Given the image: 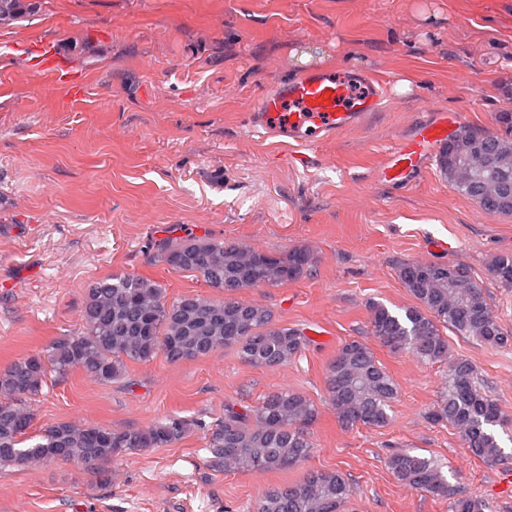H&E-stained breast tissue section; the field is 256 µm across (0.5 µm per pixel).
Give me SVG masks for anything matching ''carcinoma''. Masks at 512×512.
<instances>
[{"instance_id": "cac0c4a2", "label": "carcinoma", "mask_w": 512, "mask_h": 512, "mask_svg": "<svg viewBox=\"0 0 512 512\" xmlns=\"http://www.w3.org/2000/svg\"><path fill=\"white\" fill-rule=\"evenodd\" d=\"M6 20L14 22L35 9L25 0H6ZM498 123L506 135L463 128L440 149L436 165L458 194L485 211L512 217V113ZM155 257L175 270L194 272L224 299L181 295L167 299L166 290L148 278L114 275L87 290L83 330L56 338L42 353L21 356L0 369V467L32 462H76L90 467L125 453L164 448L193 429L206 433L213 464L224 471L272 472L305 464L314 443L310 427L318 408L304 394L276 390L255 407L224 406V421L211 427L177 414L145 428L112 430L79 427L61 421L48 427L41 441L20 447L32 424L31 401L51 372L79 369L101 384L123 378L129 361H148L162 353L169 361L206 357L233 349L254 367L283 366L310 346L304 329L279 326L263 305L239 300L245 288L278 286L295 281L313 267L311 254L294 248L278 255L241 243L208 236H168L153 245ZM493 277L512 288V253L495 255ZM399 277L414 303L395 315L371 302L370 334L392 353L407 352L425 363L448 364V377L428 412L434 423L459 430L463 445L475 457L494 464L504 457L497 429L512 424L487 394L473 363L451 354L447 328L495 349L512 347L491 309L484 285L459 263L409 262ZM327 400L344 427H383L399 395V387L366 343L353 339L340 345L325 373ZM402 486L434 496L455 494L447 477L430 459L396 451L387 461ZM477 496L453 499L452 512H487ZM249 512H352L351 486L338 470H310L300 480L268 488Z\"/></svg>"}]
</instances>
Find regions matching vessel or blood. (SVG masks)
Masks as SVG:
<instances>
[{
    "mask_svg": "<svg viewBox=\"0 0 512 512\" xmlns=\"http://www.w3.org/2000/svg\"><path fill=\"white\" fill-rule=\"evenodd\" d=\"M384 90L370 87L355 93L348 81L324 73H308L282 83L262 96L248 113V128L255 133L280 132L307 145L356 127L376 111ZM459 114L433 113L413 138L399 141L382 170L383 178L403 184L429 165L440 147L460 129Z\"/></svg>",
    "mask_w": 512,
    "mask_h": 512,
    "instance_id": "vessel-or-blood-1",
    "label": "vessel or blood"
}]
</instances>
